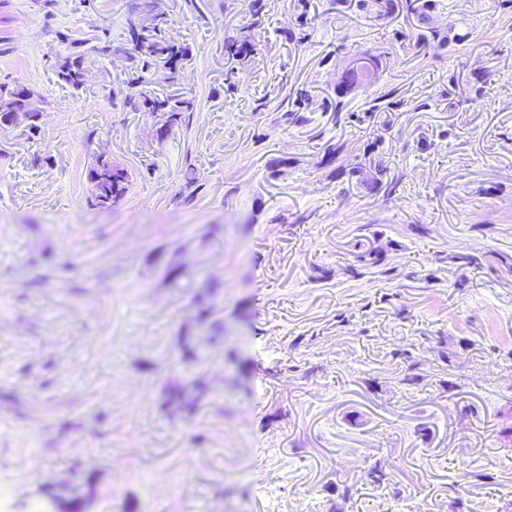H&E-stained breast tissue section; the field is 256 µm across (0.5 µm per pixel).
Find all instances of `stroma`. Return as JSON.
<instances>
[{"label": "stroma", "mask_w": 512, "mask_h": 512, "mask_svg": "<svg viewBox=\"0 0 512 512\" xmlns=\"http://www.w3.org/2000/svg\"><path fill=\"white\" fill-rule=\"evenodd\" d=\"M431 3L0 0L8 512H512V0ZM143 21L173 122L124 101ZM128 35L136 44L147 43L148 53L139 58L134 73L127 81L129 93L126 94L125 102L133 111L143 112H168L171 120L176 119L180 112H187L191 109L190 100L179 99L175 96L147 95L137 89L141 83V73H146L152 68L163 63L170 73H175L179 64L187 59L186 48L175 43L174 40L162 37L156 28L146 25L131 24ZM174 117V118H173ZM81 57L68 58L60 65L59 80L74 90H80L84 84ZM35 96L34 91L28 88L0 82V107L3 104L12 105L15 111L20 112L15 115V119L19 116L24 117L26 120L32 118L28 112L24 111L31 102L39 104L40 99L38 96H36L38 99ZM121 171L122 175L116 176L114 171ZM93 172L98 174V182L93 186V200L92 205L107 206L121 199L128 189V175L126 172L112 165L110 159L102 156L95 160V164L89 169L88 176Z\"/></svg>", "instance_id": "stroma-1"}]
</instances>
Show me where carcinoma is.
I'll return each instance as SVG.
<instances>
[{
  "label": "carcinoma",
  "instance_id": "cac0c4a2",
  "mask_svg": "<svg viewBox=\"0 0 512 512\" xmlns=\"http://www.w3.org/2000/svg\"><path fill=\"white\" fill-rule=\"evenodd\" d=\"M128 35L135 43L147 44L148 53L139 58L134 73L127 81L129 93L125 102L132 110L138 112H168L170 117H178L180 113L191 109V102L179 99L175 96L147 95L138 90L142 74L150 71L158 64H163L170 73H175L179 64L187 59L186 48L175 41L162 37L156 28L146 25L132 24L129 26ZM227 54L233 58L245 59L253 55L255 47L252 43L243 40L232 41L225 46ZM59 80L74 90H79L84 84L81 57L69 58L60 65ZM39 102L34 91L0 82V106L9 104L17 112L25 111L29 103ZM118 167L112 165V161L102 156L95 160V164L89 172L98 174V182L93 186V200L96 206H107L121 199L128 189V175L117 176L114 171Z\"/></svg>",
  "mask_w": 512,
  "mask_h": 512
}]
</instances>
